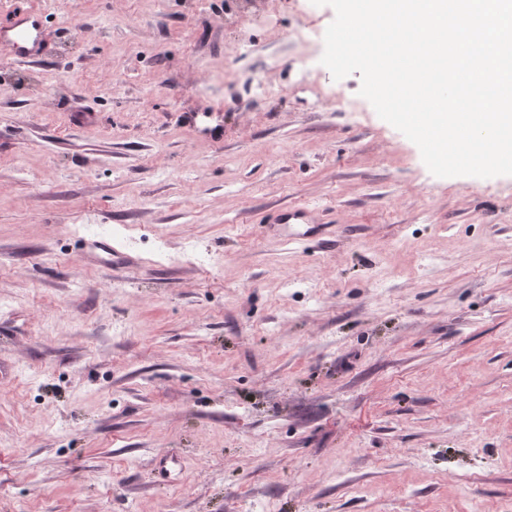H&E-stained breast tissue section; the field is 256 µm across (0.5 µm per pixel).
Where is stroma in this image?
I'll return each mask as SVG.
<instances>
[{
  "label": "stroma",
  "mask_w": 512,
  "mask_h": 512,
  "mask_svg": "<svg viewBox=\"0 0 512 512\" xmlns=\"http://www.w3.org/2000/svg\"><path fill=\"white\" fill-rule=\"evenodd\" d=\"M31 2L53 55L0 50V512H512V176L432 175L322 65L331 6ZM295 206L335 234L262 231ZM80 224L130 226L131 265ZM83 252L81 256L86 260H100L107 264L124 263V253L117 248L112 247V238H92L83 241Z\"/></svg>",
  "instance_id": "obj_1"
}]
</instances>
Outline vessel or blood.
I'll list each match as a JSON object with an SVG mask.
<instances>
[{
    "label": "vessel or blood",
    "mask_w": 512,
    "mask_h": 512,
    "mask_svg": "<svg viewBox=\"0 0 512 512\" xmlns=\"http://www.w3.org/2000/svg\"><path fill=\"white\" fill-rule=\"evenodd\" d=\"M8 9H0V49L14 61L29 63L51 56L54 45L40 13L29 0H8ZM263 231L284 234L287 240L302 241L313 235H330L327 224L316 220L302 207L270 211L261 218ZM83 259H97L107 264L122 262L124 254L112 245L111 238L86 240Z\"/></svg>",
    "instance_id": "obj_1"
}]
</instances>
